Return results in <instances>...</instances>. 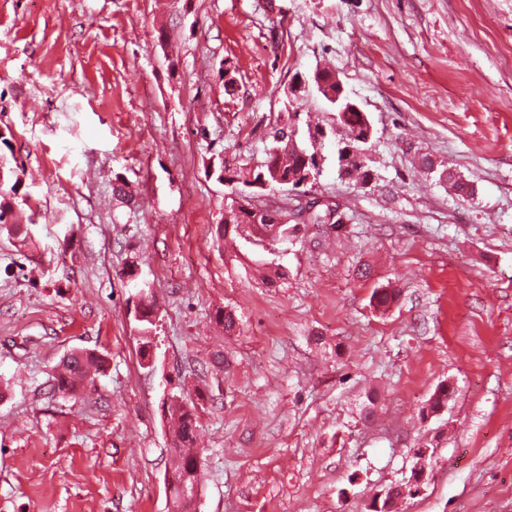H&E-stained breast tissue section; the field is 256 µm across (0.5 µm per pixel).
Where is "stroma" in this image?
<instances>
[{
  "mask_svg": "<svg viewBox=\"0 0 512 512\" xmlns=\"http://www.w3.org/2000/svg\"><path fill=\"white\" fill-rule=\"evenodd\" d=\"M319 65L372 124L371 182L339 177L345 131L309 94L306 198L338 224L217 238L210 159L263 162ZM0 133L31 235L0 231V512H168L167 390L204 394L195 512H369L420 448L402 512H512V0H0ZM76 348L106 365L71 398ZM78 353V352H77ZM77 353H72L69 356H67V359L62 361L61 364L58 366V372L56 376L54 377V389L57 390L59 393L63 395H72L74 394L76 390V381L79 378H87L91 374L94 376H97V374L100 373V370L103 367V360L100 356H97L96 354H90L83 358L84 362V371L81 372L82 367L81 365H74L75 362H77ZM75 366L76 372L80 373L77 375L76 378L72 379L70 382L66 381V374L69 372V370L72 368V366Z\"/></svg>",
  "mask_w": 512,
  "mask_h": 512,
  "instance_id": "obj_1",
  "label": "stroma"
}]
</instances>
